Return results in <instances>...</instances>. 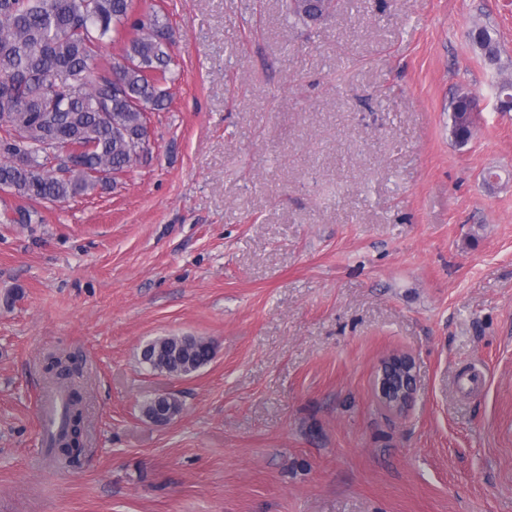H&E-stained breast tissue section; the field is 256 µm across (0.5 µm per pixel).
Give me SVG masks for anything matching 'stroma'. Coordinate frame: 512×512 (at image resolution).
Here are the masks:
<instances>
[{
    "mask_svg": "<svg viewBox=\"0 0 512 512\" xmlns=\"http://www.w3.org/2000/svg\"><path fill=\"white\" fill-rule=\"evenodd\" d=\"M137 6L173 30L148 160L0 222V512H512V0ZM183 335L213 360L141 364ZM59 350L86 389L67 469L35 463ZM394 352L403 413L374 392ZM158 393L181 402L165 426L141 410ZM470 39L474 47L478 50L481 58L490 65V60L493 66L498 65L500 60L499 43L493 35V32L488 27H478L470 32ZM491 66V65H490ZM470 98L472 99L470 111H468L470 100L466 97L460 96L451 104L452 131L455 136L463 142L470 139L473 131V127H470L466 122V113L469 112L471 120L475 121L476 116L480 111L478 101L472 97ZM146 345L153 352L151 364L145 363L146 349L141 350L140 362L167 375L193 374L206 366L214 355L211 342L202 337L169 336ZM415 363L409 354L392 353L380 364L375 387L379 402L387 409L402 413L414 399Z\"/></svg>",
    "mask_w": 512,
    "mask_h": 512,
    "instance_id": "1",
    "label": "stroma"
}]
</instances>
